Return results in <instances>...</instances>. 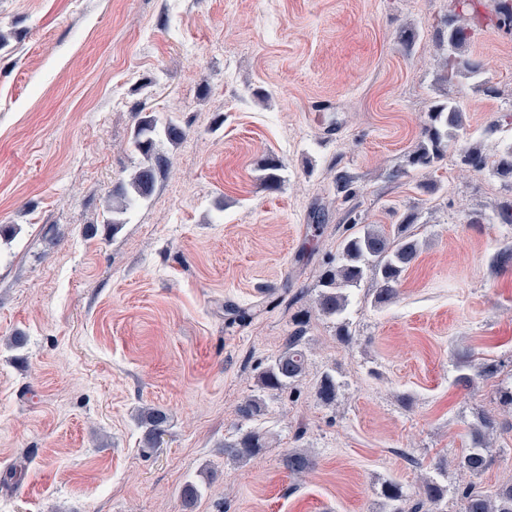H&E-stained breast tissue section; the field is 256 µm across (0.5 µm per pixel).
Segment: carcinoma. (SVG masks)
<instances>
[{"instance_id": "cac0c4a2", "label": "carcinoma", "mask_w": 512, "mask_h": 512, "mask_svg": "<svg viewBox=\"0 0 512 512\" xmlns=\"http://www.w3.org/2000/svg\"><path fill=\"white\" fill-rule=\"evenodd\" d=\"M458 11L448 14L446 22V48L442 62L441 81L453 82L457 77H477L482 73V62L468 52L474 32L490 24L512 26V0H495L489 14H482L471 0H455ZM464 129L463 114L451 101L436 104L428 113L427 121L421 128L419 141L406 159L410 167L437 171L443 167L448 154V142ZM184 136L183 129L174 121L162 122L152 112L139 117L132 137L131 147L142 157L141 163L130 173L128 179L112 193V202L104 212L110 218L104 223L117 229L121 225L118 216L124 215L147 198L152 192L157 175L171 164L170 157L158 148L161 139L175 143ZM461 164L474 172L488 171L491 175L512 184V140L502 143L492 155L485 152L479 143L462 149ZM282 164L267 158L262 163L266 171L263 183L266 189L276 190L281 185L278 171ZM417 216L408 212L396 224L386 228L364 224L357 231L348 234L340 243L336 265L327 268L319 277L318 292L314 300L318 312L334 321L337 336L344 345L356 341L345 317L350 303V290L360 286L368 278L373 285L372 304L384 307L399 295L400 286L409 267L419 256L421 243L411 228ZM307 328V317L300 314L294 319V330L289 334L282 352L272 358L257 374L259 393L245 398L237 408V417L248 422L264 415L266 396L278 394L295 385L307 371L308 358L302 350ZM468 372L458 376L457 382L471 386L477 379L491 375V365L486 362H467ZM338 385L336 377L325 372L316 388V398L323 405L336 401ZM138 424L143 428V447L154 448L159 439L168 431L170 415L160 406L141 408L136 414ZM499 425L492 413L480 416L479 422L471 429L470 447L464 449L456 459L455 466L465 476L458 485L457 494L461 501L460 512H512V484L500 486L493 493L478 489L475 479L484 474L492 465L493 456L486 443V436ZM268 447L267 437L253 428L242 430L232 440L224 442V456L247 462ZM282 463L289 473L300 476L311 470L313 457L305 450L293 448L283 457ZM380 496L387 512H423L427 506H436L448 496V487L425 478L421 482L418 498L414 499L404 486L395 479L381 483Z\"/></svg>"}]
</instances>
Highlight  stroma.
<instances>
[{
    "label": "stroma",
    "instance_id": "stroma-1",
    "mask_svg": "<svg viewBox=\"0 0 512 512\" xmlns=\"http://www.w3.org/2000/svg\"><path fill=\"white\" fill-rule=\"evenodd\" d=\"M448 0H0V512H384L378 491L437 469L470 443L482 412L512 386V224L491 216L512 190L461 167L481 141L512 129V31L488 27L470 46L475 78L439 79ZM415 38L405 44L404 30ZM500 94H484L483 83ZM465 128L434 191L407 167L437 102ZM147 107L186 132L163 143L172 165L117 231L103 202L140 161L129 139ZM283 165L278 190L259 168ZM403 169L400 178L391 173ZM354 193L337 191V172ZM417 215L422 251L391 304L351 295L357 336L342 345L313 314L320 273L335 264L351 219L390 225ZM250 323L229 326L233 308ZM311 311L309 368L268 398L254 428L270 446L225 457L238 405L279 354L297 312ZM23 333L25 345L6 340ZM496 375L458 385L466 355ZM339 384L322 406V372ZM166 408L159 448L141 449L137 408ZM488 436L492 467L512 482V414ZM314 468L295 478L292 448ZM282 463L289 473L300 476L311 470L314 465L313 457L305 450L292 448L283 457Z\"/></svg>",
    "mask_w": 512,
    "mask_h": 512
}]
</instances>
